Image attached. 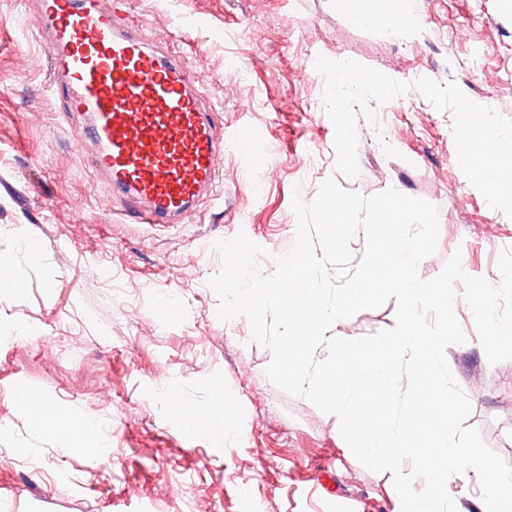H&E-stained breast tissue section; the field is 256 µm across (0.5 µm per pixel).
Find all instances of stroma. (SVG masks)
Wrapping results in <instances>:
<instances>
[{
    "instance_id": "35a3bbf8",
    "label": "stroma",
    "mask_w": 512,
    "mask_h": 512,
    "mask_svg": "<svg viewBox=\"0 0 512 512\" xmlns=\"http://www.w3.org/2000/svg\"><path fill=\"white\" fill-rule=\"evenodd\" d=\"M412 3L414 33L403 38L396 28L408 19L390 0H371L377 21L366 25L343 0H129L150 40L220 104L224 143L214 193L195 213L140 224L93 178L83 123L64 120L50 94L31 0H0V263L20 285L0 288V512H399L390 474L352 456L335 416L266 377L269 350L252 342L246 317L218 319L208 280L221 266L215 241L240 233L274 273L295 241L293 195L312 201L334 176L366 196L393 187L437 207L438 251L422 278L458 249L467 274L500 283L512 218L461 172L451 110L414 90L377 106V124L357 119L359 177L335 168L320 56L402 82L453 81L512 119V0ZM243 128L268 157L257 183L237 143ZM26 234L45 244L40 264L24 257ZM395 313L391 301L337 332L369 336ZM455 314L467 341L446 358L471 403L468 423L512 465V361L490 364L466 302ZM218 395L239 425L224 442L170 414L172 399L195 408ZM40 405L106 431L64 450L35 426Z\"/></svg>"
}]
</instances>
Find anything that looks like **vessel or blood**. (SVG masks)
Wrapping results in <instances>:
<instances>
[{
  "instance_id": "1",
  "label": "vessel or blood",
  "mask_w": 512,
  "mask_h": 512,
  "mask_svg": "<svg viewBox=\"0 0 512 512\" xmlns=\"http://www.w3.org/2000/svg\"><path fill=\"white\" fill-rule=\"evenodd\" d=\"M52 90L93 165L142 224H170L212 188L223 152L195 78L143 35L127 0H33Z\"/></svg>"
}]
</instances>
